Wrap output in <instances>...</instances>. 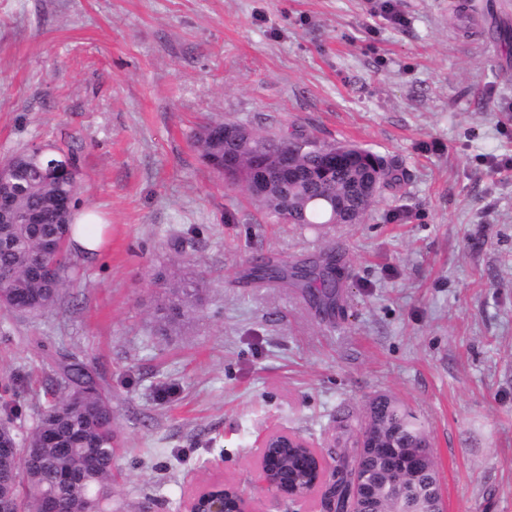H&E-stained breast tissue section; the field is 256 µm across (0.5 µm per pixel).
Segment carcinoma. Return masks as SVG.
Masks as SVG:
<instances>
[{
  "label": "carcinoma",
  "instance_id": "carcinoma-1",
  "mask_svg": "<svg viewBox=\"0 0 512 512\" xmlns=\"http://www.w3.org/2000/svg\"><path fill=\"white\" fill-rule=\"evenodd\" d=\"M229 123L207 122L200 126L196 140L201 156L215 172L224 174V157L237 161L236 174L228 177L245 187L254 162L264 164L269 178L268 191L259 200L266 214L288 224H357L379 196L394 191L404 182L405 173L394 160L352 143H319L302 133L256 134L254 148L240 153L224 143L223 129ZM37 148H27L9 158L14 183L23 187L16 196L15 209L35 212L37 224L0 221V311L40 313L55 308L67 286L69 241L72 216L59 210V201L69 195L78 198L80 184L39 179L32 170ZM291 154L290 168L297 182L279 170L283 152ZM48 239L61 243L62 251L53 274L41 268V248ZM176 257L172 267L156 275L164 290V302L154 317L165 332L181 325L203 306V281L194 264ZM247 276L258 286L292 283L327 317L336 313L341 272L336 250L304 263L259 255L247 269ZM55 377L50 379L56 396L38 411L35 426L19 437L13 426L0 424V441L19 447L13 465L0 463V490L15 501L16 512H42L45 499L53 501L58 512H100L108 507L114 493L112 461L119 445L112 415V404L103 392L96 370L65 353L51 357ZM369 407L376 416L352 424L345 420L336 437V512H347L355 467L363 465L370 473L381 499L383 512H405L407 501L392 498L384 486L385 466L373 455H360L361 439L375 434L392 436L399 448L410 447L425 437L416 417L392 400L373 401ZM267 460L272 470L303 486L310 482L316 459L310 448H269ZM411 494L428 497L441 494L437 472L432 467L404 474Z\"/></svg>",
  "mask_w": 512,
  "mask_h": 512
}]
</instances>
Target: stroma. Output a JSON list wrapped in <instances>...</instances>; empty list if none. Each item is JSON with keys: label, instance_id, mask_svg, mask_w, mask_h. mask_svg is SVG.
<instances>
[{"label": "stroma", "instance_id": "stroma-1", "mask_svg": "<svg viewBox=\"0 0 512 512\" xmlns=\"http://www.w3.org/2000/svg\"><path fill=\"white\" fill-rule=\"evenodd\" d=\"M459 2L0 0V162L73 151L81 207L111 226L98 256L73 254L56 308L0 312V380L21 391L0 418L31 429L47 355L69 353L112 397V512H181L213 478L254 512H318L261 489L259 434L332 466L337 418L386 395L424 426L447 512H512V0H474L466 24ZM210 119L355 143L406 178L360 223H276L202 161ZM175 236L207 301L164 334ZM333 246L334 316L243 278L253 255Z\"/></svg>", "mask_w": 512, "mask_h": 512}]
</instances>
